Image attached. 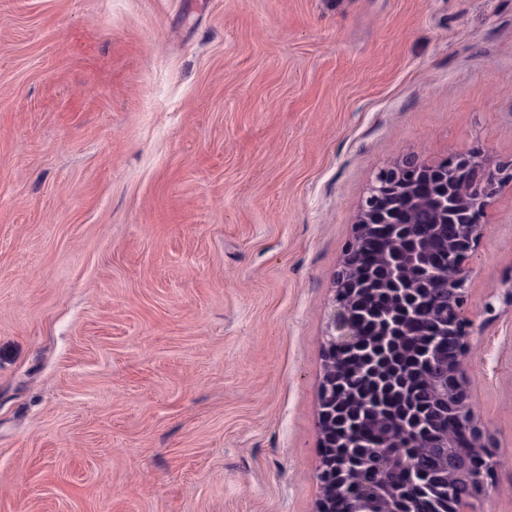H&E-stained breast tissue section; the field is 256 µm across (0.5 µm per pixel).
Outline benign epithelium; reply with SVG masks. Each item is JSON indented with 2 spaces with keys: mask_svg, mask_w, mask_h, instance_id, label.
<instances>
[{
  "mask_svg": "<svg viewBox=\"0 0 512 512\" xmlns=\"http://www.w3.org/2000/svg\"><path fill=\"white\" fill-rule=\"evenodd\" d=\"M511 176L509 162L490 169L475 156L452 157L432 167L410 158L381 171L361 202L354 242L334 276L336 296L319 394L321 447L339 446L343 454L322 458L317 478L324 491L317 512H336V501L347 496L358 475H366L371 486L385 487L391 512H413V505L406 490L386 485L387 475L402 473L405 485L423 495L433 488L398 439L368 458L361 451L365 442L352 432L360 420L380 415L390 403V383L399 376L394 360L400 344L412 343L413 325L423 335L417 373L438 410L451 414L453 429L437 433L431 420L421 416L402 430L412 431L421 447L439 450L436 483L447 487L448 505L455 512H460L453 505L455 485L466 483L478 490L489 465L474 443L477 433L470 424L466 350L458 346L436 359L438 333L450 315L465 321V262L487 229L467 223L469 209L474 205L485 212L496 185ZM444 286L447 301L425 310L424 296ZM343 351L355 356L357 366L342 389L351 393L370 387L360 408L348 416L336 412L334 363Z\"/></svg>",
  "mask_w": 512,
  "mask_h": 512,
  "instance_id": "benign-epithelium-1",
  "label": "benign epithelium"
}]
</instances>
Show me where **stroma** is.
<instances>
[{"label": "stroma", "mask_w": 512, "mask_h": 512, "mask_svg": "<svg viewBox=\"0 0 512 512\" xmlns=\"http://www.w3.org/2000/svg\"><path fill=\"white\" fill-rule=\"evenodd\" d=\"M512 160V0H0V512H315L383 169ZM512 512V181L467 263Z\"/></svg>", "instance_id": "35a3bbf8"}]
</instances>
